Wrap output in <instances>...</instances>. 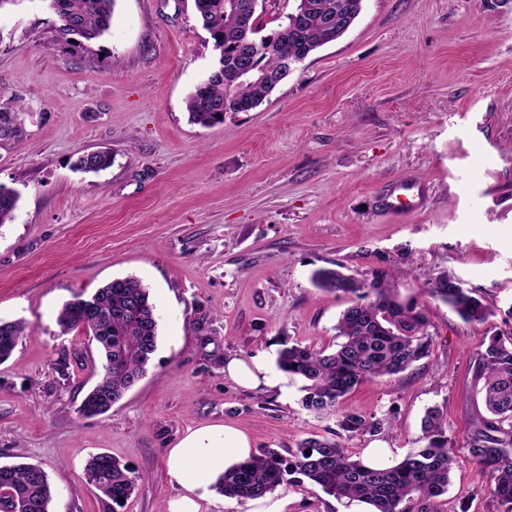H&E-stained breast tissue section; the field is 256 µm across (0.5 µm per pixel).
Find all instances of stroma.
I'll return each instance as SVG.
<instances>
[{
  "mask_svg": "<svg viewBox=\"0 0 512 512\" xmlns=\"http://www.w3.org/2000/svg\"><path fill=\"white\" fill-rule=\"evenodd\" d=\"M58 26L46 0L0 7V105L26 130L0 145V187L19 196L0 226V321L25 326L0 363V464L41 466L52 512H112L84 475L106 452L140 476L121 512H167L166 452L189 427L231 422L283 453L334 436L335 416L302 408L278 351L336 347L350 301L315 288L313 271L384 267L425 308L431 354L347 395L391 427L345 446L404 455L440 408L456 459L441 512H494L466 444L484 411L475 361L512 307V0H364L258 107L209 128L186 111L216 61L194 0H116L109 31L80 47ZM96 150L111 167L75 170ZM402 181L422 206L388 213L381 200ZM127 275L150 289L158 348L137 385L86 416L98 353L57 317ZM441 275L494 317L468 323L427 297ZM230 356L257 358L275 387L235 384Z\"/></svg>",
  "mask_w": 512,
  "mask_h": 512,
  "instance_id": "obj_1",
  "label": "stroma"
}]
</instances>
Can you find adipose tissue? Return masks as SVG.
<instances>
[{
  "label": "adipose tissue",
  "instance_id": "1",
  "mask_svg": "<svg viewBox=\"0 0 512 512\" xmlns=\"http://www.w3.org/2000/svg\"><path fill=\"white\" fill-rule=\"evenodd\" d=\"M255 452L248 434L232 423L200 424L187 429L167 453V471L180 488L168 512H201L208 484Z\"/></svg>",
  "mask_w": 512,
  "mask_h": 512
}]
</instances>
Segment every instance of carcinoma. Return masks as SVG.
I'll use <instances>...</instances> for the list:
<instances>
[{"label": "carcinoma", "instance_id": "carcinoma-1", "mask_svg": "<svg viewBox=\"0 0 512 512\" xmlns=\"http://www.w3.org/2000/svg\"><path fill=\"white\" fill-rule=\"evenodd\" d=\"M116 0H49L60 21L62 40L72 46L101 38L111 27ZM363 0H308L310 10L301 34L275 30L278 47L262 51L259 68L282 81L290 71L284 59L301 60L341 37L332 24L335 16L355 20ZM198 20L209 31L217 63L187 104L190 122L209 127L224 121L226 111L245 112L273 91L268 82L240 81L235 70L243 38L253 35L256 17L224 9V0H194ZM24 122L19 113L0 109V143L23 142ZM112 165V154L99 151L75 163L83 172H99ZM19 202L13 191H0V225L13 219ZM312 283L327 292L353 298L336 324L340 342L331 352L293 344L279 350V369L303 381V409L315 415L338 413L337 426L349 439L375 436L389 425L387 419L368 418L342 407L346 395L367 380L407 370L428 356L432 343L425 309L399 298L385 269L357 278L338 269H318ZM428 297L453 309L464 321L484 324L494 315L491 307L440 276L425 289ZM62 331L81 329L93 337L102 356V374L80 405L84 415L103 414L146 374L157 349L159 322L148 288L133 277L115 278L85 298L79 296L60 311ZM25 327L0 322V362L8 359ZM475 378L487 414L478 418L467 450L478 472L489 478L484 491L502 512H512V332H494L478 354ZM422 446L408 451L384 468H372L345 446L328 437L311 436L283 455L263 448L215 483L227 498L260 497L288 483H305L337 499L364 501L376 512H408L403 503L418 500L420 512H440L438 499L448 492L455 458L439 410L431 409L422 422ZM86 477L103 496L120 507L135 491L140 476L111 455L100 453L86 465ZM53 489L46 473L33 464L0 465V512H51Z\"/></svg>", "mask_w": 512, "mask_h": 512}]
</instances>
